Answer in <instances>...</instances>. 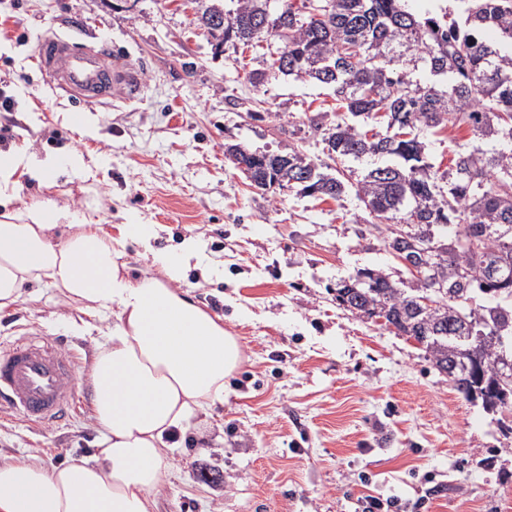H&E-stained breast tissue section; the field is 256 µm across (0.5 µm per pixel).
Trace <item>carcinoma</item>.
I'll return each mask as SVG.
<instances>
[{
	"label": "carcinoma",
	"instance_id": "carcinoma-1",
	"mask_svg": "<svg viewBox=\"0 0 512 512\" xmlns=\"http://www.w3.org/2000/svg\"><path fill=\"white\" fill-rule=\"evenodd\" d=\"M198 21L215 48L273 39L267 69L307 77L333 89L342 112L325 128L316 119L328 163L293 148L280 155L225 146L224 155L255 188H297L338 199L352 192L369 215L387 222L384 251L414 265L430 262L445 285L442 305L417 297L381 270L336 285V304L422 344L437 370L455 357L461 329L498 331L479 346L475 376L453 384L467 402L512 413V383L500 380L502 354L512 356V0H455L434 20L408 0H314L313 12L292 0H195ZM466 128L477 144L442 171L428 162L421 136ZM366 155L387 162L362 177L345 162Z\"/></svg>",
	"mask_w": 512,
	"mask_h": 512
}]
</instances>
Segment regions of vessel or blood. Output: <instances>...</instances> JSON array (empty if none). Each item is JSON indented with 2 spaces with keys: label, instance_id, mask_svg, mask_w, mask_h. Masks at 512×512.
I'll return each instance as SVG.
<instances>
[{
  "label": "vessel or blood",
  "instance_id": "obj_1",
  "mask_svg": "<svg viewBox=\"0 0 512 512\" xmlns=\"http://www.w3.org/2000/svg\"><path fill=\"white\" fill-rule=\"evenodd\" d=\"M35 63L49 81L84 102H107L118 89L134 88L135 76L102 49L76 51L67 38L40 39ZM81 371L73 352L49 336H26L0 348V417L19 415L35 427L51 425L75 410Z\"/></svg>",
  "mask_w": 512,
  "mask_h": 512
}]
</instances>
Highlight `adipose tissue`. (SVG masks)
Returning <instances> with one entry per match:
<instances>
[{
	"label": "adipose tissue",
	"mask_w": 512,
	"mask_h": 512,
	"mask_svg": "<svg viewBox=\"0 0 512 512\" xmlns=\"http://www.w3.org/2000/svg\"><path fill=\"white\" fill-rule=\"evenodd\" d=\"M68 161L23 150L0 153V202H10L20 177L46 183ZM66 237L54 241L59 226ZM153 225L131 218L120 238L51 200L0 220V310L17 304L27 284L47 283L88 315H111L112 326L88 373L99 434L92 458L47 466L36 455L0 462V512H154L166 480L168 440L191 418L224 398L226 378L243 362L236 336L199 307L178 283L199 244L155 251ZM133 240L159 266L132 277L118 243Z\"/></svg>",
	"instance_id": "obj_1"
}]
</instances>
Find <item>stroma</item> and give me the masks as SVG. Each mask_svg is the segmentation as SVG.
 Here are the masks:
<instances>
[{
  "label": "stroma",
  "mask_w": 512,
  "mask_h": 512,
  "mask_svg": "<svg viewBox=\"0 0 512 512\" xmlns=\"http://www.w3.org/2000/svg\"><path fill=\"white\" fill-rule=\"evenodd\" d=\"M48 32L107 43L138 74V95L102 106L54 88L34 63ZM264 67L249 49L215 55L194 8L172 0H0V152L85 162L47 185L22 177L10 210L47 197L93 206L115 237L141 217L157 249L196 238L201 262L180 285L242 346L223 401L167 449L157 512H362L368 496L391 512H512V433L460 398L412 340L336 304L337 282L357 269L408 277L362 203L263 192L225 159L233 143L300 144L327 159L309 120L334 108L331 90L283 75L252 83ZM85 319L57 289L32 285L0 312V343L56 336L88 367L106 324L88 332ZM97 434L88 405L52 427L0 419V460L87 459Z\"/></svg>",
  "instance_id": "1"
}]
</instances>
